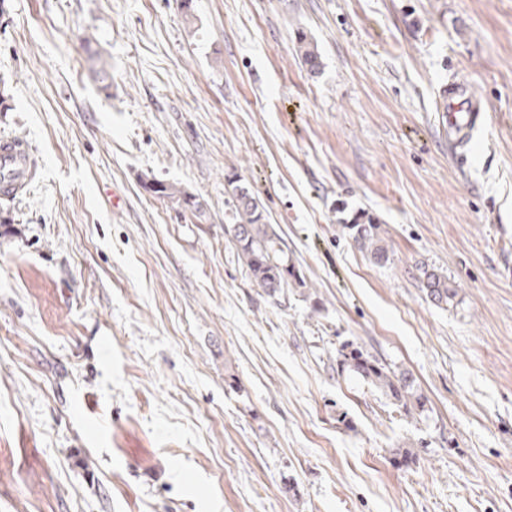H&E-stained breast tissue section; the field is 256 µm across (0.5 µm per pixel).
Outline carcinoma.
Returning a JSON list of instances; mask_svg holds the SVG:
<instances>
[{
    "instance_id": "obj_1",
    "label": "carcinoma",
    "mask_w": 512,
    "mask_h": 512,
    "mask_svg": "<svg viewBox=\"0 0 512 512\" xmlns=\"http://www.w3.org/2000/svg\"><path fill=\"white\" fill-rule=\"evenodd\" d=\"M298 41L304 64L312 71L319 70L321 61L317 46L304 33L298 36ZM85 53L88 69L98 89L109 93L112 75L108 61L89 39L86 40ZM229 183L234 185L235 223L225 225L224 231L230 235L253 281L270 297L280 294L290 278L299 286L305 285L294 266L288 264L280 239L267 224L259 200L247 187L234 184L232 179ZM140 187L145 194L166 200L184 211L197 216L205 214L200 197L177 183L145 176L141 179ZM350 229L355 231L354 240L360 250L377 264L387 263L388 245L379 237L373 217H355ZM420 279L426 298L437 306L450 304L457 295V289L451 286L448 277L433 269L420 268ZM336 373L379 392L389 405L406 418L414 419L427 411V397L409 370L394 367L352 342H345L336 349Z\"/></svg>"
}]
</instances>
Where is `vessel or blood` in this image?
Wrapping results in <instances>:
<instances>
[{"label": "vessel or blood", "mask_w": 512, "mask_h": 512, "mask_svg": "<svg viewBox=\"0 0 512 512\" xmlns=\"http://www.w3.org/2000/svg\"><path fill=\"white\" fill-rule=\"evenodd\" d=\"M448 114V139L451 158L460 159L474 134L485 124L487 112L474 87L453 80L442 96ZM36 168L25 145L8 136L0 137V195L13 196L34 179Z\"/></svg>", "instance_id": "1"}]
</instances>
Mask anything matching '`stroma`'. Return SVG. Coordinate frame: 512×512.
<instances>
[{"instance_id":"stroma-1","label":"stroma","mask_w":512,"mask_h":512,"mask_svg":"<svg viewBox=\"0 0 512 512\" xmlns=\"http://www.w3.org/2000/svg\"><path fill=\"white\" fill-rule=\"evenodd\" d=\"M194 3L189 23L177 0H0V136L40 173L0 199V512H512V0ZM453 77L489 114L460 163ZM231 174L304 285L249 277ZM347 341L428 412L337 377ZM85 42L86 63L88 69L95 82L98 84V89L107 94L112 87L110 65L102 53L92 46L91 40L87 39ZM140 187L145 194L153 198L167 200L183 211H190L196 216L205 214L204 204L200 197L177 183L145 176L141 179ZM375 219L369 215L356 216L354 224H349L355 230L354 240L359 249L367 253L376 264H385L389 260V249L385 240L378 235ZM420 279L423 285L422 290L426 298L434 305L447 306L457 295V289L448 282V277L437 273L434 269L420 267Z\"/></svg>"}]
</instances>
